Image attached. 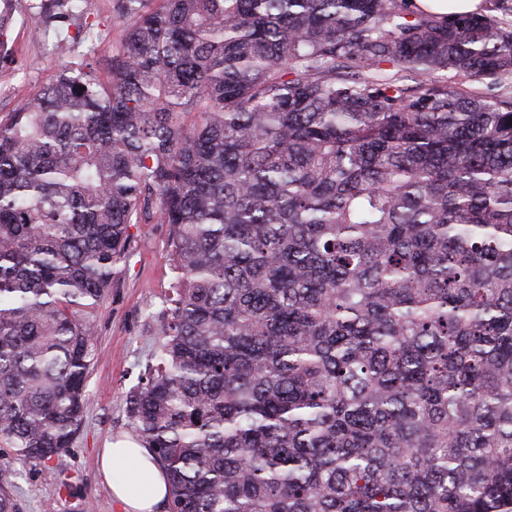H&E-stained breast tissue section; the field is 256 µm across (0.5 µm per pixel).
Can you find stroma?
Returning a JSON list of instances; mask_svg holds the SVG:
<instances>
[{
	"instance_id": "35a3bbf8",
	"label": "stroma",
	"mask_w": 512,
	"mask_h": 512,
	"mask_svg": "<svg viewBox=\"0 0 512 512\" xmlns=\"http://www.w3.org/2000/svg\"><path fill=\"white\" fill-rule=\"evenodd\" d=\"M12 58L0 64V120L45 86L60 64L83 46L76 27L53 29L40 0H12ZM133 250L121 284L95 310V364L86 388L81 431L74 444L43 466L13 460V493L21 512H121L98 470V450L114 436L131 433L126 395L157 346V315L174 279L167 260V228L134 227Z\"/></svg>"
}]
</instances>
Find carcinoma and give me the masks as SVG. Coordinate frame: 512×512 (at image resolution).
Here are the masks:
<instances>
[{
    "instance_id": "1",
    "label": "carcinoma",
    "mask_w": 512,
    "mask_h": 512,
    "mask_svg": "<svg viewBox=\"0 0 512 512\" xmlns=\"http://www.w3.org/2000/svg\"><path fill=\"white\" fill-rule=\"evenodd\" d=\"M44 0L122 28L0 121V449L79 435L134 224L175 280L126 398L169 512H512V16ZM0 452V512H20Z\"/></svg>"
}]
</instances>
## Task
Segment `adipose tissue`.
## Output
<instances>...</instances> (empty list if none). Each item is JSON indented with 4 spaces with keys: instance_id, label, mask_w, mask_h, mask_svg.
<instances>
[{
    "instance_id": "1",
    "label": "adipose tissue",
    "mask_w": 512,
    "mask_h": 512,
    "mask_svg": "<svg viewBox=\"0 0 512 512\" xmlns=\"http://www.w3.org/2000/svg\"><path fill=\"white\" fill-rule=\"evenodd\" d=\"M99 469L122 512H163L170 486L152 449L131 436L114 441L102 449Z\"/></svg>"
}]
</instances>
